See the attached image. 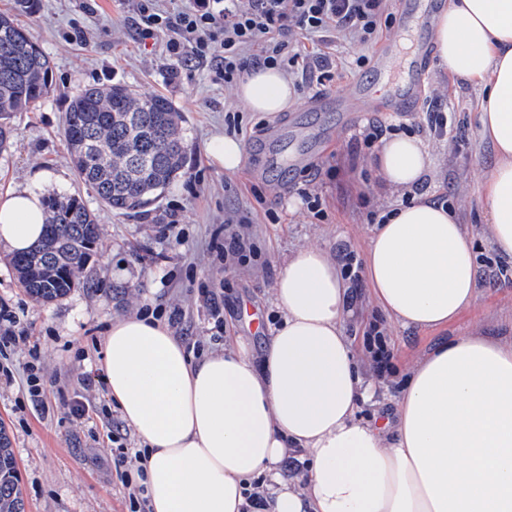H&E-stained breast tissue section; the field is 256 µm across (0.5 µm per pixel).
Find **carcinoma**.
I'll list each match as a JSON object with an SVG mask.
<instances>
[{"instance_id": "1", "label": "carcinoma", "mask_w": 512, "mask_h": 512, "mask_svg": "<svg viewBox=\"0 0 512 512\" xmlns=\"http://www.w3.org/2000/svg\"><path fill=\"white\" fill-rule=\"evenodd\" d=\"M15 2V9L0 12V152L9 146L11 114L32 110L52 92L49 61L18 19L27 0ZM181 122L164 95L91 85L70 99L64 134L83 182L112 210L143 213L185 168ZM45 206L44 237L12 264L27 294L52 302L75 288L102 228L79 195L50 194ZM0 512H25L16 456L2 426Z\"/></svg>"}]
</instances>
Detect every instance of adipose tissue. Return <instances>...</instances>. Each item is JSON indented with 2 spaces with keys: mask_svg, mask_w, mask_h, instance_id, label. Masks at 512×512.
<instances>
[{
  "mask_svg": "<svg viewBox=\"0 0 512 512\" xmlns=\"http://www.w3.org/2000/svg\"><path fill=\"white\" fill-rule=\"evenodd\" d=\"M438 65L483 91L475 132L494 164L481 187L486 239L512 263V0H448L437 13ZM236 94L252 111H287L296 90L250 70ZM383 189L411 193L375 225L363 254L372 300L404 329H442L478 295L473 237L456 211L419 194L436 172L420 139L384 140ZM39 194L0 196V248L44 234ZM351 281L329 249L282 263L279 322L254 354L245 343L193 360L153 316L114 320L104 381L142 445L151 512H242L260 480L261 512H512V336L471 333L431 346L386 419L360 414L375 387L346 334ZM301 456V478L281 464Z\"/></svg>",
  "mask_w": 512,
  "mask_h": 512,
  "instance_id": "obj_1",
  "label": "adipose tissue"
}]
</instances>
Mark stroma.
Wrapping results in <instances>:
<instances>
[{
	"mask_svg": "<svg viewBox=\"0 0 512 512\" xmlns=\"http://www.w3.org/2000/svg\"><path fill=\"white\" fill-rule=\"evenodd\" d=\"M136 0H32L19 19L31 39L47 55L55 90L34 109L14 113L10 146L0 152V194L30 189L41 196L75 193L82 197L102 228V237L90 258L88 271L64 298L43 304L19 284L10 262L0 250V299L22 310V324L40 331L41 362L55 384L48 386L50 410L38 415L27 406L21 383L27 354L7 359L15 380L0 385V424L12 441L25 512H129V501L112 467L111 442H99L120 412L111 399L99 401L92 420L76 424L67 419L62 401L82 394L83 375L101 372L102 344L112 320L138 314L146 306L164 304L185 313L182 328L199 341L194 358L235 347L245 341L261 352L271 328L272 288L281 262L306 246H322L332 253L348 251L362 256L371 224L368 212L401 204V192L378 195L372 168L373 151L358 138L357 128L340 129L331 110L307 111L314 96L342 95L363 84L380 106L376 120L383 126L405 125L407 133L428 146L437 169L422 192L447 195L459 211L481 258L479 295L475 305L447 332L424 333L386 323L393 351L389 375L378 376L363 350V333L378 318L369 292H362L355 307L362 316L347 322L365 378L374 382L376 401L390 404L408 367L434 342L482 329L492 335L512 333V285L494 287L491 281L501 265L485 237L487 222L481 186L493 164L490 145L475 135L474 112L481 95L478 86L442 72L434 53L422 61L420 101L441 96L448 116V134L430 131L424 112L402 116L389 113L392 93L381 91L371 67L352 66L354 56L375 58L381 45L339 44L334 52L342 75L327 86L311 85L298 91L285 112L266 115L251 111L235 87L214 83L206 67L171 76L165 38L147 47L134 40ZM79 31L76 39L65 32ZM122 83L144 94H165L183 117L187 146L183 174L165 189L159 201L143 214L113 212L86 186L72 166L63 137V120L70 98L84 87ZM243 127L246 157L240 171L224 172L212 164L206 143L227 132L229 117ZM299 124V136L327 131L315 149V161L332 167V177H314L312 169L288 164V151L272 144L266 130L276 124ZM463 128V140L453 130ZM321 192L325 219L308 212L301 189ZM265 203H258L256 193ZM278 218L270 220L267 208ZM239 213L238 225L254 242L257 254L248 265L227 268L211 249L224 235V219ZM177 224L178 233L168 231ZM224 294V325L216 327L202 295L203 289Z\"/></svg>",
	"mask_w": 512,
	"mask_h": 512,
	"instance_id": "stroma-1",
	"label": "stroma"
}]
</instances>
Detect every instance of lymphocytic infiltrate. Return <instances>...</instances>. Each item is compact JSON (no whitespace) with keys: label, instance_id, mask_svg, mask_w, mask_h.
I'll return each instance as SVG.
<instances>
[{"label":"lymphocytic infiltrate","instance_id":"obj_1","mask_svg":"<svg viewBox=\"0 0 512 512\" xmlns=\"http://www.w3.org/2000/svg\"><path fill=\"white\" fill-rule=\"evenodd\" d=\"M156 2L139 0V42L166 35V51L174 65H206L213 81L227 86L247 68L284 70L296 62L301 65V85L332 80L336 63L328 46L377 41L393 23L387 0H193L191 7L173 13L158 9ZM303 34L319 37L325 49L301 62L289 54L288 40ZM17 351L31 359L24 384L32 406L47 411V377L34 364L39 344L11 305L0 299V356ZM109 439L116 445L112 465L127 491L130 512H149L139 455L120 447L119 434H110Z\"/></svg>","mask_w":512,"mask_h":512}]
</instances>
